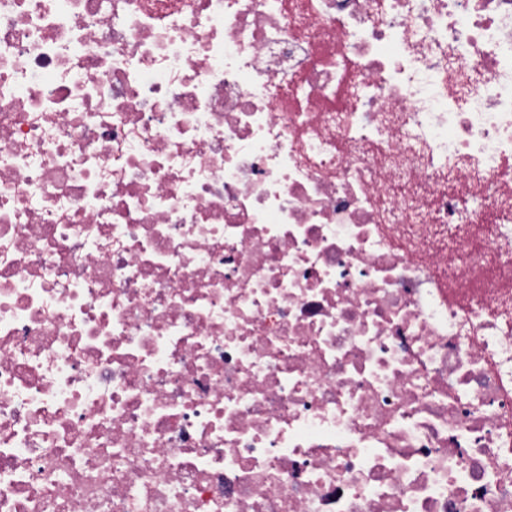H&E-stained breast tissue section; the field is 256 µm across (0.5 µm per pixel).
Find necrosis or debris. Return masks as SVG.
I'll list each match as a JSON object with an SVG mask.
<instances>
[{"label":"necrosis or debris","mask_w":512,"mask_h":512,"mask_svg":"<svg viewBox=\"0 0 512 512\" xmlns=\"http://www.w3.org/2000/svg\"><path fill=\"white\" fill-rule=\"evenodd\" d=\"M510 158L512 0H0V512H512Z\"/></svg>","instance_id":"4bbe7bcc"}]
</instances>
